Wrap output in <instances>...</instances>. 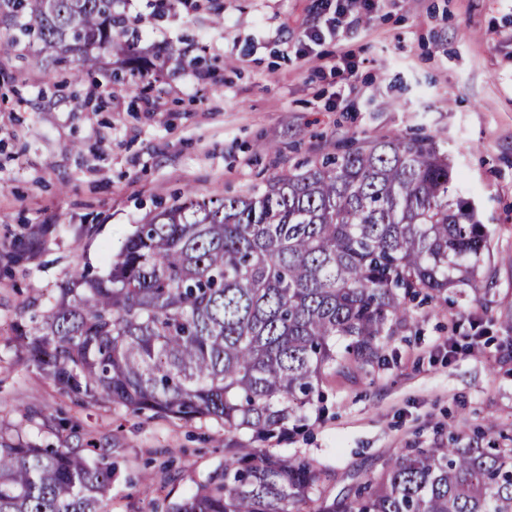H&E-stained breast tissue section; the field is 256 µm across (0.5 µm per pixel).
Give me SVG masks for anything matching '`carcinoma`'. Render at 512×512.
<instances>
[{
    "instance_id": "cac0c4a2",
    "label": "carcinoma",
    "mask_w": 512,
    "mask_h": 512,
    "mask_svg": "<svg viewBox=\"0 0 512 512\" xmlns=\"http://www.w3.org/2000/svg\"><path fill=\"white\" fill-rule=\"evenodd\" d=\"M119 3L0 0V25L37 45L32 67L72 57L78 79L119 46L125 70L91 84L99 98L155 81ZM457 183L447 153L393 133L261 191L187 189L137 225L106 273L72 274L18 322L16 351L80 407L224 427V465L167 512H512L509 446L408 448L332 498L310 459L266 447L321 414L329 379L377 360L418 305L483 290L489 237ZM34 414L76 444L0 433V512H108L112 449Z\"/></svg>"
}]
</instances>
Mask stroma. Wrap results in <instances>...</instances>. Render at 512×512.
<instances>
[{"instance_id":"obj_1","label":"stroma","mask_w":512,"mask_h":512,"mask_svg":"<svg viewBox=\"0 0 512 512\" xmlns=\"http://www.w3.org/2000/svg\"><path fill=\"white\" fill-rule=\"evenodd\" d=\"M141 46L160 52L158 91L87 101L70 68L30 69L28 44L0 62V431L58 446L28 407L61 412L120 461L111 512H150L130 486L167 469L157 500L224 462L213 421L84 409L14 353L13 327L72 273L105 272L137 224L185 189L244 194L273 176L395 132L433 140L489 235L479 297L424 304L377 363L325 388L324 412L281 453L312 459L333 496L408 448L487 446L512 434V0H391L326 33V0H123ZM224 15L215 25V12ZM324 36L309 57L306 32ZM347 54L346 72L338 61ZM46 227L28 241L26 232ZM29 244L30 257L4 256Z\"/></svg>"}]
</instances>
